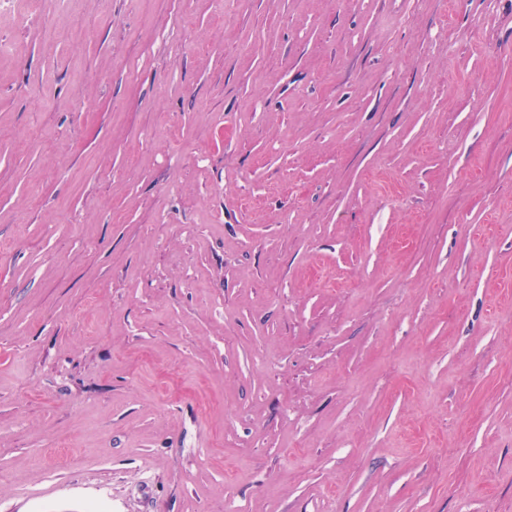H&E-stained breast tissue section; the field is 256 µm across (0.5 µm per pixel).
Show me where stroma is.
Segmentation results:
<instances>
[{"label":"stroma","instance_id":"obj_1","mask_svg":"<svg viewBox=\"0 0 512 512\" xmlns=\"http://www.w3.org/2000/svg\"><path fill=\"white\" fill-rule=\"evenodd\" d=\"M0 512H512V0H0Z\"/></svg>","mask_w":512,"mask_h":512}]
</instances>
